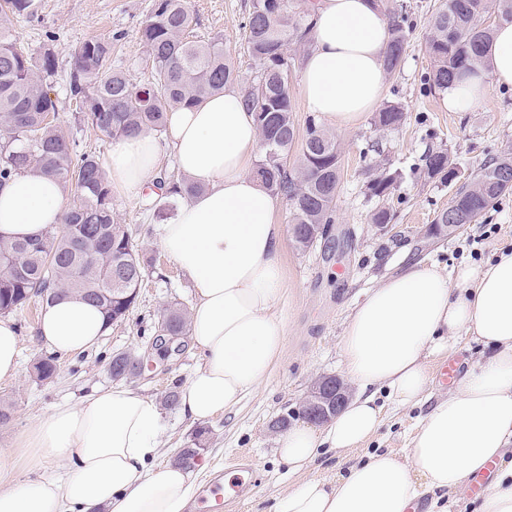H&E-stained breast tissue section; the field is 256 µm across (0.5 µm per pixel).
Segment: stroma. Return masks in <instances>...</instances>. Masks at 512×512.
<instances>
[{"instance_id": "35a3bbf8", "label": "stroma", "mask_w": 512, "mask_h": 512, "mask_svg": "<svg viewBox=\"0 0 512 512\" xmlns=\"http://www.w3.org/2000/svg\"><path fill=\"white\" fill-rule=\"evenodd\" d=\"M438 2L403 0L408 47L399 71L386 78L382 95L383 102L403 104L402 125L379 130L369 113L356 127L334 132L341 152V184L331 242L304 252L292 240L283 242L286 291L277 310L285 323L286 341L280 357L257 392L247 395L231 413L204 423L206 432L199 439L200 458L207 464L200 477L202 488L223 482L244 460L255 466L261 478L257 488L236 501L221 499L218 512H273L278 495L297 483V476L276 452L272 424L287 412L292 413L293 424H300L296 412L313 382L322 376L343 377L344 328L371 288L399 272L409 258L438 264L453 276L462 267L486 262L498 250L512 249V194L456 235L431 233L430 225L436 213L447 207L452 189L421 172L423 156L443 148L457 168L471 172L512 149V86H492L467 112L448 111L442 93L425 88L423 79L432 65L427 44ZM153 4L154 0H38L33 18L12 21L28 53L37 56L47 49L54 53L57 70L48 83L57 102L56 123L99 160H107L113 140L76 118L69 91L74 53L86 40L109 41L111 65L124 70L132 82L147 83L152 78V61L141 31ZM249 5L250 0H188L199 35L220 39L248 79L256 74V65L241 43ZM382 161L402 170L404 179L389 197L378 200L367 196L365 186ZM381 204L394 215L385 229L370 221L372 211ZM112 206L119 221L132 229L145 270L139 297L126 319L112 325L85 353L58 357L55 376L40 381L34 366L48 352L39 337L43 309L33 305L12 316L20 337L19 369L14 382L0 383V399L12 404L10 420L0 424V466L12 468L18 480H34L45 473L65 475V468L52 462L41 469L24 467L19 440L33 422L56 406L77 403L94 388L113 386L108 363L114 354L129 352L154 360V368L131 380L130 386L156 402L166 392L181 389L202 362L200 348L186 335L180 338V351L165 360H157L154 352L166 308L177 302L193 305L195 295L190 278L158 244L156 229L162 219L153 194L146 188L116 190ZM488 353L483 344L466 336L458 338L450 356L431 359V392L447 390L440 371L449 360L467 369L481 364ZM379 401L384 405V420L364 449L405 454L423 409L397 406L384 393ZM163 420L158 460L167 463L178 449L190 446L196 425L176 409L164 410Z\"/></svg>"}]
</instances>
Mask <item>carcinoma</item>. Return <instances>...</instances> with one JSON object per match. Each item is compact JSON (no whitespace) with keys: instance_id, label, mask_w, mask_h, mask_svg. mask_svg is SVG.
I'll use <instances>...</instances> for the list:
<instances>
[{"instance_id":"carcinoma-1","label":"carcinoma","mask_w":512,"mask_h":512,"mask_svg":"<svg viewBox=\"0 0 512 512\" xmlns=\"http://www.w3.org/2000/svg\"><path fill=\"white\" fill-rule=\"evenodd\" d=\"M389 40L384 55L387 74L400 68L407 33L401 17L404 5L386 0ZM496 20L485 23L489 12ZM34 0H0V184L12 176L35 170L61 181L80 196L78 207L64 217L77 225L76 233L51 227L37 239L0 240V314L23 311L32 302L52 304L75 297L98 307L112 325L125 320L135 306L144 270L137 245L112 209V189L99 159L79 150L76 141L47 121L57 112L46 78L54 74L51 50L28 54L19 44L10 17L32 18ZM512 21V0H440L432 15L428 53L433 67L426 76L429 90L443 92L470 75L481 62L482 47L494 27ZM195 19L187 0H155L144 22L142 40L152 59V81L133 84L109 64L112 43L91 39L75 52L70 71V93L84 121L118 139L141 131L166 130L168 113L191 107L236 86L247 111L253 113L266 144L254 173L273 195L286 199L289 224L297 249L331 240V224L340 183V149L334 136L309 119L301 145V160L290 171L286 160L298 140L289 79L296 59L288 48L306 43L312 32L309 10L280 9L275 0H252L242 41L257 65V75L245 80L222 41L194 35ZM404 118L399 102L387 103L374 125L385 130ZM424 174L446 183L458 178L447 152L431 150L424 156ZM157 200L165 210L196 194L199 187L169 173ZM400 179L386 166L368 181L373 197L385 198ZM512 191V152L472 171L458 188L454 203L434 218L448 223V215L472 224L501 196ZM171 336H183L188 311L176 304L163 316Z\"/></svg>"}]
</instances>
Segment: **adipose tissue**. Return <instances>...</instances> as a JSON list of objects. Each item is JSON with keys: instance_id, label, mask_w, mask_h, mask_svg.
<instances>
[{"instance_id": "ef3b65f1", "label": "adipose tissue", "mask_w": 512, "mask_h": 512, "mask_svg": "<svg viewBox=\"0 0 512 512\" xmlns=\"http://www.w3.org/2000/svg\"><path fill=\"white\" fill-rule=\"evenodd\" d=\"M311 39L302 96L332 126L351 128L382 98L387 21L373 0H320ZM485 61L448 87L449 111L472 109L490 84L512 85L511 22L495 27ZM169 126L178 171L201 187L157 227L161 249L196 289L189 334L203 361L180 390V412L201 422L258 390L282 352L284 227L273 195L252 175L261 141L238 89L171 113ZM158 163L153 135L115 140L107 159L113 188L153 184ZM66 211L55 177L28 172L0 185V236H40ZM107 329L96 307L67 298L46 307L40 338L69 355L91 349ZM461 336L482 341L492 355L419 417L405 456L375 450L356 458L382 423L379 392L418 404L430 384L428 358L448 353ZM341 353L357 392L322 428L296 425L280 434L278 454L303 480L278 495L274 512H407L424 497L428 512H452L469 478L495 460L501 467L478 512H512V250L452 278L416 263L383 281L350 316ZM161 430L158 405L124 385L55 408L20 445L30 466L56 461L66 479L20 482L0 469V512H188L205 465L156 466ZM324 448L354 461L333 480L307 477Z\"/></svg>"}]
</instances>
